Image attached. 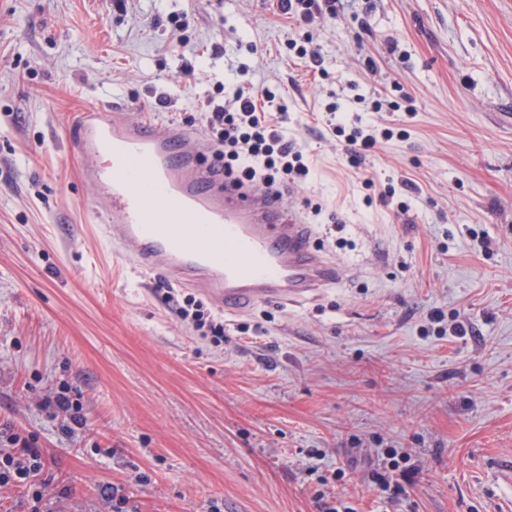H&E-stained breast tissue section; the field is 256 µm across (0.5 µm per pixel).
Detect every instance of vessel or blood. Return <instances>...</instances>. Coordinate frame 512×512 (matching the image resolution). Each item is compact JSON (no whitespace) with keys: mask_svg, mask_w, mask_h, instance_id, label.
<instances>
[{"mask_svg":"<svg viewBox=\"0 0 512 512\" xmlns=\"http://www.w3.org/2000/svg\"><path fill=\"white\" fill-rule=\"evenodd\" d=\"M184 140L171 125L76 116L86 177L99 186L102 209L118 217L104 233L130 247L139 270L201 289L228 312L296 303L339 279L338 266L314 245L312 225L272 194L225 177Z\"/></svg>","mask_w":512,"mask_h":512,"instance_id":"1","label":"vessel or blood"}]
</instances>
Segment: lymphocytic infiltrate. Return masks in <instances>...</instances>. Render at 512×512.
<instances>
[{
	"label": "lymphocytic infiltrate",
	"instance_id": "lymphocytic-infiltrate-1",
	"mask_svg": "<svg viewBox=\"0 0 512 512\" xmlns=\"http://www.w3.org/2000/svg\"><path fill=\"white\" fill-rule=\"evenodd\" d=\"M338 0H270L283 18L300 26L335 15ZM204 129L218 164L238 183L280 193L307 179L310 168L297 142L288 134V112L279 97L266 88L237 86L225 92L223 101L207 96ZM392 128L356 126L344 136V151L350 167L360 168L367 153L381 141L391 139ZM0 448V491L13 487L33 488L35 502H43L39 486L42 455L30 442L13 433Z\"/></svg>",
	"mask_w": 512,
	"mask_h": 512
}]
</instances>
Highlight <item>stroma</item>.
<instances>
[{
	"instance_id": "1",
	"label": "stroma",
	"mask_w": 512,
	"mask_h": 512,
	"mask_svg": "<svg viewBox=\"0 0 512 512\" xmlns=\"http://www.w3.org/2000/svg\"><path fill=\"white\" fill-rule=\"evenodd\" d=\"M184 58L284 99L310 165L287 207L318 212L315 245L342 270L239 315L195 293L218 345L172 312L167 288H186L98 234L113 217L70 133L119 106L208 153L217 87ZM332 101L397 131L364 164L374 188L326 124ZM0 429L42 452L54 512H106L112 485L139 512H512V0H342L310 28L266 0H0ZM392 449L401 493L374 478Z\"/></svg>"
}]
</instances>
